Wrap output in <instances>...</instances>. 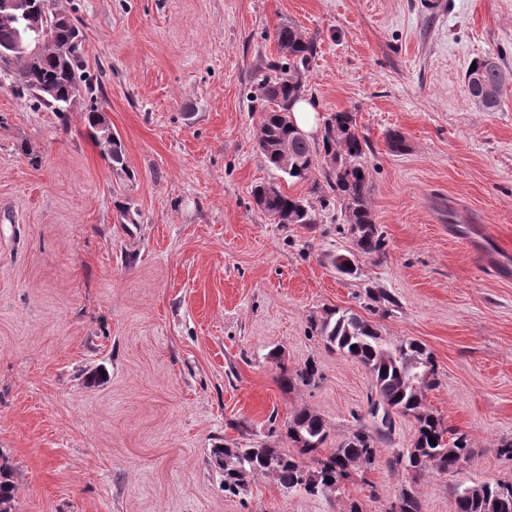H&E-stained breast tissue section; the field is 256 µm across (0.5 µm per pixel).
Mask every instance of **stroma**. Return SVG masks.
<instances>
[{"label":"stroma","instance_id":"35a3bbf8","mask_svg":"<svg viewBox=\"0 0 512 512\" xmlns=\"http://www.w3.org/2000/svg\"><path fill=\"white\" fill-rule=\"evenodd\" d=\"M82 32L91 84L60 124L0 80V449L16 512H387L402 488L456 512L458 488L512 480V279L449 226L512 259V83L480 111L464 75L504 54L512 0H58ZM316 43L303 74L319 117L351 112L369 141L370 207L386 246L362 255L340 206L277 224L255 186L307 196L257 148L253 97L276 27ZM126 153L115 176L85 115ZM401 131L393 153L386 135ZM357 260L337 271V256ZM390 299L377 301L378 291ZM357 313L387 342L433 355L426 408L474 453L451 474L391 470L415 420L394 418L371 468L337 490L273 475L226 494L209 450L295 454L291 416H321L336 447L367 413L371 375L312 324ZM316 362L314 388L280 367Z\"/></svg>","mask_w":512,"mask_h":512}]
</instances>
